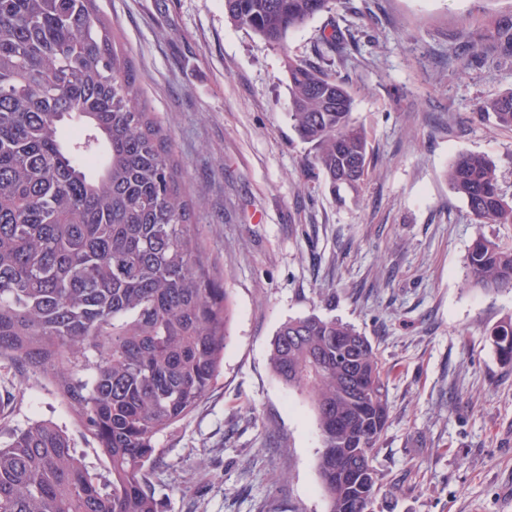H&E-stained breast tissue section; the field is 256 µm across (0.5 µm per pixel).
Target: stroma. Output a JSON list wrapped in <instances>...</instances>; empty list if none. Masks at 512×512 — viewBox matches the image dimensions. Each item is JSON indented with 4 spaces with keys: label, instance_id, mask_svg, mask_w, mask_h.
<instances>
[{
    "label": "stroma",
    "instance_id": "obj_1",
    "mask_svg": "<svg viewBox=\"0 0 512 512\" xmlns=\"http://www.w3.org/2000/svg\"><path fill=\"white\" fill-rule=\"evenodd\" d=\"M351 3L276 48L224 0H98L203 202L199 240L232 308L215 387L157 438L161 512H327L312 404L270 365L279 326L311 314L367 336L388 375L373 512H512V365L487 336L512 318V291L471 285L465 268L477 234L512 244V224L477 223L446 177L481 154L512 195V129L479 109L512 91L497 39L512 0ZM334 30L345 50L331 68L372 157L340 200L306 164L286 73ZM35 421L107 469L53 388L0 359V441Z\"/></svg>",
    "mask_w": 512,
    "mask_h": 512
}]
</instances>
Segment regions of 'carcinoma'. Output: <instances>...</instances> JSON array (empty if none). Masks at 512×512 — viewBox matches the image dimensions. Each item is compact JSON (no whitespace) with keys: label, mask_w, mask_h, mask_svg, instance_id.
<instances>
[{"label":"carcinoma","mask_w":512,"mask_h":512,"mask_svg":"<svg viewBox=\"0 0 512 512\" xmlns=\"http://www.w3.org/2000/svg\"><path fill=\"white\" fill-rule=\"evenodd\" d=\"M335 0H224L272 47ZM324 57L343 52L336 32ZM288 117L332 191L358 190L368 139L335 73L288 59ZM512 128V91L482 104ZM448 184L481 224H512L491 161L461 154ZM471 283L512 288V246L478 235ZM231 307L193 229L168 139L96 0H0V358L49 383L108 460L89 470L73 439L34 422L0 444V512H160L156 438L214 387ZM512 364V318L488 331ZM276 376L309 397L327 512H367L388 383L354 327L316 315L277 330ZM93 375L83 376L87 368Z\"/></svg>","instance_id":"1"}]
</instances>
